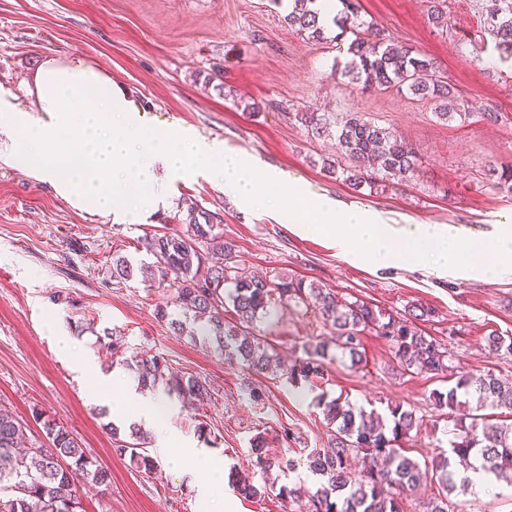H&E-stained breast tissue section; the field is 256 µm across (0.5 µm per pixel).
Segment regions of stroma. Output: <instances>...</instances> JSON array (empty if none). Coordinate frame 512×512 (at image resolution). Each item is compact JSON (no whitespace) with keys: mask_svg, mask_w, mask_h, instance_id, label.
I'll use <instances>...</instances> for the list:
<instances>
[{"mask_svg":"<svg viewBox=\"0 0 512 512\" xmlns=\"http://www.w3.org/2000/svg\"><path fill=\"white\" fill-rule=\"evenodd\" d=\"M358 3L361 20L414 47L448 76L469 103V119L439 120L432 101L406 91L361 90L344 75L349 56L334 42L336 27H328L326 40L306 39L288 28L281 0H0V88L32 105L39 64L81 55L145 106L159 127L223 143L258 172L282 173L307 197L369 210L389 224H455L475 235L512 225V193L486 175L494 165L512 167V57L496 46L486 0H447L444 28L432 22L425 0ZM251 103L257 113L248 111ZM298 112L360 113L408 139L420 166L410 180L388 179L381 192L352 188L322 168L323 159L344 167L349 159L338 157L334 138L295 120ZM487 112L497 113V121L484 120ZM162 190L170 200L166 210L144 224H117L71 207L27 169L0 163V408L29 420L36 436L43 425L31 411L42 410L110 471L106 487L77 479L84 512H208L198 479L174 471L168 451L150 447L160 465L155 476L119 454L112 413L96 396L112 369L94 337L106 328L124 333L139 354L163 357L179 374L206 380L207 399L179 404L170 422L222 456L225 469L251 472L259 436L272 458L299 460L326 444L322 394L383 415L395 404L415 410L431 427L412 449L417 460L448 446V424L430 399L448 380L403 372L382 337H364L365 366L340 356L317 388L297 387L280 374L226 361L206 337L173 334L156 314L172 288L113 279V256L136 266L150 262L140 244L144 234L183 232L181 217L193 204L219 216L218 229L235 243L240 266L286 270L392 313L428 304L433 316L422 328L451 353L456 375L491 369L512 381V359L491 355L484 342L493 330L512 336V278L438 277L411 265L354 261L327 231H306L313 221L307 211L243 209L223 186L200 176ZM258 329L289 362L301 356L304 342L332 338L313 312L285 304ZM64 342L89 358L88 371L62 354ZM253 388L261 401L249 399ZM271 477L276 487L261 498L244 499L226 483L217 493L232 512H306L307 502L286 501L277 488L301 481L313 489L318 477L303 467ZM454 512H512V485L501 481L455 497Z\"/></svg>","mask_w":512,"mask_h":512,"instance_id":"obj_1","label":"stroma"}]
</instances>
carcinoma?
<instances>
[{"label":"carcinoma","mask_w":512,"mask_h":512,"mask_svg":"<svg viewBox=\"0 0 512 512\" xmlns=\"http://www.w3.org/2000/svg\"><path fill=\"white\" fill-rule=\"evenodd\" d=\"M285 16L288 27L314 41L324 39L315 8L317 0H291ZM345 17L339 21L337 40H347L351 56L345 73L365 90H407L435 102L440 120L466 118L468 107L456 95L453 86L436 74L430 59L410 47L398 44L384 30H371L360 22L347 25L349 16L358 15L353 0H341ZM488 19L497 46L512 53V0H490ZM294 118L318 135L336 128V140L344 155L355 163L340 168L334 160L324 161V170L359 188L384 185V178L413 176L418 157L411 144L397 138L389 129L350 112L341 118L316 112H296ZM180 234L156 232L144 238L143 247L155 258L152 265L136 268L123 257L112 264V278L121 283L136 277L163 285L170 273L177 275L173 305L183 314L204 320L199 325L220 353L231 363L258 372L281 371L288 382L311 385L324 378L326 365L334 360L331 347L349 357L351 365L366 361L362 338L368 333L385 337L393 358L403 371L453 376L452 355L418 327L432 317L433 310L421 303L411 304L404 313L391 314L359 298L341 295L333 288L286 272L267 279L252 275L235 261V244L216 232L218 218L206 210L190 206L181 219ZM288 304L317 312L334 329L335 342H308L302 356L289 366L275 358L268 344L254 334L256 323L270 313L272 305ZM488 351L504 358L512 357V337L495 331L485 336ZM98 343L110 355L112 363L136 370L138 384L145 387L164 380L168 367L157 356L129 353L124 336L117 330L106 331ZM476 396L468 413L460 410L466 402L458 391ZM168 391L190 401L207 398L209 387L200 379L180 377L168 383ZM440 410H448L455 433L449 439L450 453H439L420 463L406 454L405 443L422 433L423 423L411 410L396 405L389 408V420L373 411L356 407L348 399L318 397V405L331 425L329 449L312 448L306 454L307 468L321 478L311 491L305 486L283 485L278 495L290 502L304 498L310 512H406L405 495L428 482L439 486L425 512H449V499L455 492L454 470L470 467L475 455L480 469L512 481V386L493 371L472 380L459 378L447 391L431 393ZM28 424L8 410H0V512H83L82 502L73 488L80 475L92 483L106 486L111 473L89 456L78 438L61 426L44 424L45 439H33L26 448ZM148 436L130 428L129 439L116 448L148 473H157L159 464L145 445ZM253 466L266 472L276 466L282 472H294L300 461L288 458L273 461L261 443L253 448ZM245 499L261 495V487L250 476L239 474L233 482Z\"/></svg>","instance_id":"cac0c4a2"}]
</instances>
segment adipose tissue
I'll list each match as a JSON object with an SVG mask.
<instances>
[{
	"mask_svg": "<svg viewBox=\"0 0 512 512\" xmlns=\"http://www.w3.org/2000/svg\"><path fill=\"white\" fill-rule=\"evenodd\" d=\"M34 94L36 102L28 108L13 92L0 90V135L9 139L0 161L28 169L74 208L124 224L143 221L167 204L154 190L161 171L172 180L188 174L213 180L247 208L264 203L272 186L280 184V208L299 207V189L284 186L279 173L255 178L252 164L226 152L223 144L202 142L179 128L158 129L103 68L83 56L43 61ZM308 209L337 247L355 260L420 264L432 274L462 279L512 276L511 225L481 236L463 234L453 224H387L369 211L346 209L321 196L309 200ZM131 405L137 413L130 418L126 409ZM170 406V401L127 384L110 409L113 418H130L152 429L160 447L178 448L180 460L208 476L201 495L210 498V481L223 474L224 460L182 439L168 421Z\"/></svg>",
	"mask_w": 512,
	"mask_h": 512,
	"instance_id": "adipose-tissue-1",
	"label": "adipose tissue"
}]
</instances>
